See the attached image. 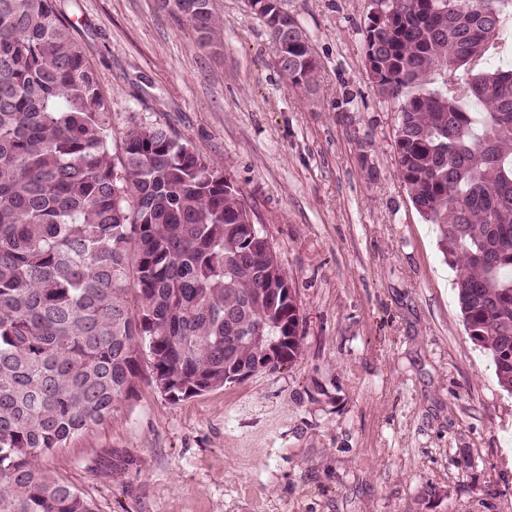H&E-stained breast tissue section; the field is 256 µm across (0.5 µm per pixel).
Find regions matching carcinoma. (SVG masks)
<instances>
[{
	"label": "carcinoma",
	"mask_w": 512,
	"mask_h": 512,
	"mask_svg": "<svg viewBox=\"0 0 512 512\" xmlns=\"http://www.w3.org/2000/svg\"><path fill=\"white\" fill-rule=\"evenodd\" d=\"M366 71L400 105L398 176L459 270L470 339L512 392V71L448 84L487 50L490 20L448 18V0H377ZM217 42L211 0H162ZM258 14L295 86L317 62L303 28ZM442 87L427 89L431 76ZM480 104L482 119L462 104ZM243 195L171 129L133 123L113 151L95 73L54 0H0V512H95L48 465L112 418L133 389L142 345L172 400L275 371L302 348L292 281ZM275 286L284 294L273 298Z\"/></svg>",
	"instance_id": "cac0c4a2"
}]
</instances>
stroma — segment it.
Returning <instances> with one entry per match:
<instances>
[{
  "label": "stroma",
  "mask_w": 512,
  "mask_h": 512,
  "mask_svg": "<svg viewBox=\"0 0 512 512\" xmlns=\"http://www.w3.org/2000/svg\"><path fill=\"white\" fill-rule=\"evenodd\" d=\"M112 115L219 162L291 279L303 349L174 402L149 353L112 419L50 467L97 512H512V393L468 336L434 225L398 177L399 106L366 73L370 0H281L319 67L293 86L248 0L219 45L157 0H55ZM464 83L512 69V0Z\"/></svg>",
  "instance_id": "35a3bbf8"
}]
</instances>
